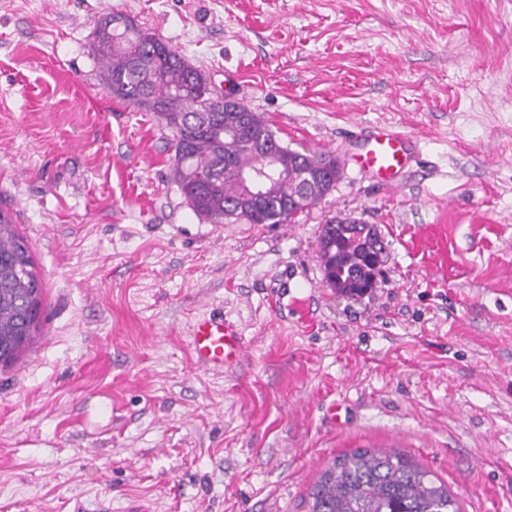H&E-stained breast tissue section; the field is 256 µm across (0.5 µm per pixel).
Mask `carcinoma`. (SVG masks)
Segmentation results:
<instances>
[{
    "label": "carcinoma",
    "instance_id": "carcinoma-1",
    "mask_svg": "<svg viewBox=\"0 0 512 512\" xmlns=\"http://www.w3.org/2000/svg\"><path fill=\"white\" fill-rule=\"evenodd\" d=\"M91 52L112 97L151 112L173 132L172 179L194 213L212 223L283 224L316 204L336 180V159L325 152L277 144L268 121L250 108L237 122V107L222 106L202 82V72L173 48L112 11L94 28ZM279 152L288 171L275 197L256 205L244 197L242 169L254 162L258 137ZM315 173L304 200L288 215L282 205L298 194L293 181ZM325 280L343 298L359 297L376 284L386 251L372 224L336 217L318 236ZM41 282L27 241L0 218V365L14 363L38 328ZM308 512H460L439 479L395 450L360 449L337 456L307 496Z\"/></svg>",
    "mask_w": 512,
    "mask_h": 512
}]
</instances>
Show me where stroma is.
<instances>
[{
	"label": "stroma",
	"mask_w": 512,
	"mask_h": 512,
	"mask_svg": "<svg viewBox=\"0 0 512 512\" xmlns=\"http://www.w3.org/2000/svg\"><path fill=\"white\" fill-rule=\"evenodd\" d=\"M122 12L332 153L284 224L199 218L173 133L103 88ZM416 152L388 187L349 161L378 125ZM42 283L0 367V512H306L334 457L395 448L461 512H512V0H0V207ZM376 225V286L324 279L327 220ZM220 309L246 356L208 371ZM191 350L196 363L210 370L237 365L246 353L237 327L222 314L205 316L194 323Z\"/></svg>",
	"instance_id": "stroma-1"
}]
</instances>
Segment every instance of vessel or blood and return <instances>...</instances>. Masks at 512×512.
<instances>
[{"label": "vessel or blood", "instance_id": "vessel-or-blood-1", "mask_svg": "<svg viewBox=\"0 0 512 512\" xmlns=\"http://www.w3.org/2000/svg\"><path fill=\"white\" fill-rule=\"evenodd\" d=\"M411 154L412 142L408 136L380 127L372 132L354 162L361 172L389 183L405 167ZM191 350L196 363L210 370L237 365L246 353L237 327L220 314L199 318L194 323Z\"/></svg>", "mask_w": 512, "mask_h": 512}]
</instances>
